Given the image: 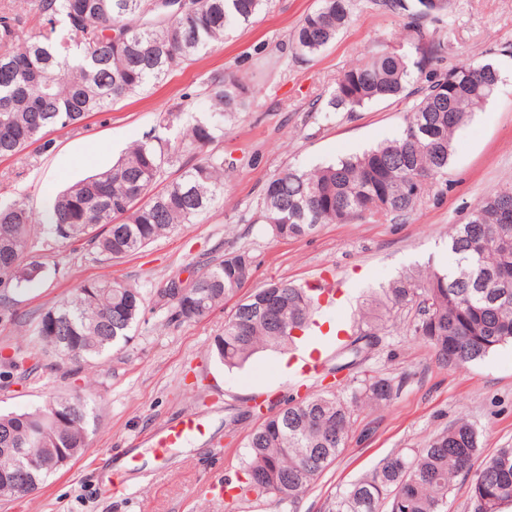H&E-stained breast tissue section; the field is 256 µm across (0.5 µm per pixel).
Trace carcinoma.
Instances as JSON below:
<instances>
[{
	"instance_id": "obj_1",
	"label": "carcinoma",
	"mask_w": 512,
	"mask_h": 512,
	"mask_svg": "<svg viewBox=\"0 0 512 512\" xmlns=\"http://www.w3.org/2000/svg\"><path fill=\"white\" fill-rule=\"evenodd\" d=\"M267 0H192L157 6V0H29L23 16L0 0V158L21 155L39 142L43 151L54 129H78L82 121L158 83L224 38V31L250 23ZM353 0H320L290 41L292 53L312 58L349 23ZM417 30V57L383 49L364 56L336 83L333 111L356 112L390 99L411 98L399 138L360 155L308 171L284 168L264 184L260 221L275 238H303L321 224H345L367 215L405 219L448 171L456 131L481 111L502 81L499 67L474 57L437 71L445 40H424V23L439 21L448 0H380ZM37 32L22 38L29 21ZM203 96L205 116L174 138L148 134L133 142L112 167L59 192L45 218L47 232L80 242L114 261L146 248L182 224H192L224 193L229 168L210 150L224 133V120L247 105L235 76H217ZM190 159L183 160L184 156ZM181 174L155 189L164 166ZM512 187L483 197L463 224L448 234L454 265L406 274L361 312V326L348 344L356 358L381 343L387 323L414 308L412 334L437 359L464 368L512 344ZM34 213L25 196L0 204V238L10 241L12 260L0 262V288L22 290L39 281L45 266L27 260L35 246ZM253 256L230 252L201 273L189 288L170 294L171 317L196 322L235 296L249 280ZM269 294L288 327L307 330L314 302L305 289L268 283L237 302L214 340V354L228 368L255 353L285 349L294 341L278 333L272 317L259 313ZM145 310L133 284L83 282L74 297L39 316L37 340L61 359H95L129 332ZM61 326L59 336L49 323ZM398 387L387 377L361 381L347 401L324 387L285 407L251 432L246 460L230 482L235 497L272 495L293 505L348 446L353 406L386 405ZM93 409L80 394L57 396L25 412L0 414V497L21 498L61 468L65 457L89 445ZM482 433L466 417L436 433L422 448L398 451L373 473L329 499L326 512H447L448 494L461 475L471 479L474 512H503L512 504V448L481 458ZM17 474L24 475L20 482Z\"/></svg>"
}]
</instances>
